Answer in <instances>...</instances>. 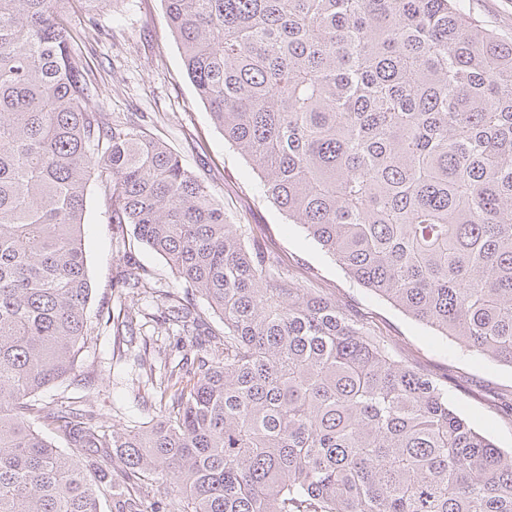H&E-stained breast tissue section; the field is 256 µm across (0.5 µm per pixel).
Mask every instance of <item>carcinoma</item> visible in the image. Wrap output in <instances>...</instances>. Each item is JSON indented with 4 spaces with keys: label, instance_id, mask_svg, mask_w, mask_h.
I'll list each match as a JSON object with an SVG mask.
<instances>
[{
    "label": "carcinoma",
    "instance_id": "obj_1",
    "mask_svg": "<svg viewBox=\"0 0 512 512\" xmlns=\"http://www.w3.org/2000/svg\"><path fill=\"white\" fill-rule=\"evenodd\" d=\"M164 2L267 197L363 287L512 367V39L461 0ZM59 3L0 0V512H143L160 492L167 512H512V452L445 384L288 282L163 141L87 108ZM93 171L116 235L132 226L223 324L165 296L194 362L157 375L135 355L159 403L136 430L37 399L78 377L96 330ZM147 285L135 267L122 281Z\"/></svg>",
    "mask_w": 512,
    "mask_h": 512
}]
</instances>
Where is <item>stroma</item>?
<instances>
[{
	"label": "stroma",
	"mask_w": 512,
	"mask_h": 512,
	"mask_svg": "<svg viewBox=\"0 0 512 512\" xmlns=\"http://www.w3.org/2000/svg\"><path fill=\"white\" fill-rule=\"evenodd\" d=\"M463 6L512 37V0H463ZM67 18L80 35L79 53L100 88L99 97L89 103L92 111L112 122L137 123L166 142L223 205L227 223L251 225L255 238L279 256L296 286L335 296L356 319L375 327L393 355L431 378L447 379L448 400L456 412L498 448L512 450V368L469 354L359 285L267 198L260 177L225 140L198 98L169 30L164 0H108L93 13L73 2ZM83 240L92 287L90 322L100 321L106 305L120 300L139 307L143 315L130 331L103 328L81 356L82 381L57 385L42 398L92 404L108 425L126 429L146 421L153 395L132 358L113 359L114 342L132 340L137 350L165 347L174 364L187 351L153 321L155 303L122 295L121 277L132 261L148 273L149 285L157 291L178 290L179 282L164 258L134 235L116 238L95 181L88 189Z\"/></svg>",
	"instance_id": "obj_1"
}]
</instances>
